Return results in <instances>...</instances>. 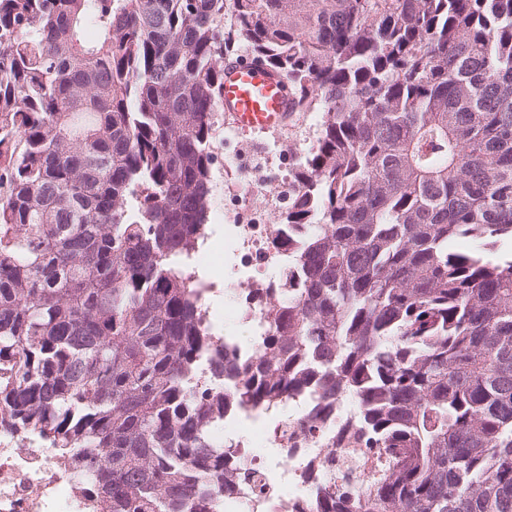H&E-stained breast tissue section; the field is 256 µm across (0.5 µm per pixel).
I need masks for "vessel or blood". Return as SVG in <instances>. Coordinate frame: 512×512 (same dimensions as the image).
Segmentation results:
<instances>
[{
    "label": "vessel or blood",
    "instance_id": "obj_1",
    "mask_svg": "<svg viewBox=\"0 0 512 512\" xmlns=\"http://www.w3.org/2000/svg\"><path fill=\"white\" fill-rule=\"evenodd\" d=\"M224 110L231 125L241 130L286 128L291 102L285 78L248 60L225 63Z\"/></svg>",
    "mask_w": 512,
    "mask_h": 512
}]
</instances>
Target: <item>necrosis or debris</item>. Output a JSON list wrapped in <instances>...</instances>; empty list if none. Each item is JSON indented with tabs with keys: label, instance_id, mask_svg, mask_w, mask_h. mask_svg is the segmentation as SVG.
<instances>
[{
	"label": "necrosis or debris",
	"instance_id": "obj_1",
	"mask_svg": "<svg viewBox=\"0 0 512 512\" xmlns=\"http://www.w3.org/2000/svg\"><path fill=\"white\" fill-rule=\"evenodd\" d=\"M295 190L288 181L270 183L263 167H256L246 189L233 190L237 221L224 232V244L240 261L244 275L239 283L241 293L251 296L270 294L281 287L279 277L257 278L253 268L274 266L285 268L288 255L271 243L273 226L272 199L288 198ZM355 413L351 401L339 408L317 411L314 403L303 396H288L278 403L247 409L224 417V443L233 445L234 428L245 420L262 427L260 444L278 449L287 464L277 479H270L267 466L258 458L249 464L266 478L265 491L242 487L225 494L224 506L229 512L245 508L246 512H318L319 488L305 482L303 470L319 469L327 450L336 442L338 423ZM317 421L316 431H307L310 421ZM83 484L58 459L52 449L37 446L25 438H17L11 448H0V512H85L80 497Z\"/></svg>",
	"mask_w": 512,
	"mask_h": 512
}]
</instances>
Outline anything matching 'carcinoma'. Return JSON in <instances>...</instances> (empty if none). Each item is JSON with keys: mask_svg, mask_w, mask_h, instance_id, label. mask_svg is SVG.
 <instances>
[{"mask_svg": "<svg viewBox=\"0 0 512 512\" xmlns=\"http://www.w3.org/2000/svg\"><path fill=\"white\" fill-rule=\"evenodd\" d=\"M241 45L322 113L251 359L224 355L190 270ZM502 237L512 0H0V427L93 512H218L253 484L210 435L226 380L244 407L357 403L373 464L331 473L319 512H512Z\"/></svg>", "mask_w": 512, "mask_h": 512, "instance_id": "1", "label": "carcinoma"}]
</instances>
